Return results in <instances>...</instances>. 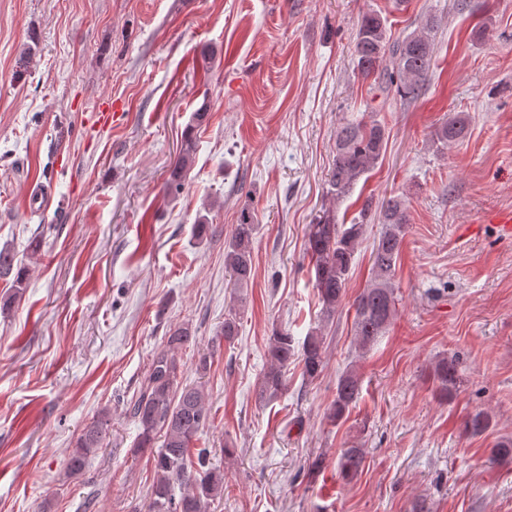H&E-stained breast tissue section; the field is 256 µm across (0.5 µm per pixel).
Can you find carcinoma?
I'll return each mask as SVG.
<instances>
[{"instance_id": "obj_1", "label": "carcinoma", "mask_w": 512, "mask_h": 512, "mask_svg": "<svg viewBox=\"0 0 512 512\" xmlns=\"http://www.w3.org/2000/svg\"><path fill=\"white\" fill-rule=\"evenodd\" d=\"M388 20L379 11L363 15L354 42V60L358 78L381 98L413 103L424 95L426 78L436 52L439 20L428 16L410 33L393 37ZM208 122V112L200 109L182 142L178 162L173 168L167 189L178 193L183 187L185 171L192 165L195 151L194 130ZM467 117L455 114L442 122L435 133L436 141L446 145L465 137ZM387 143L385 124L373 114L347 119L336 129V158L328 177V193L340 201L349 197L358 182L369 174L382 157ZM405 200L390 197L373 207L364 201L359 216L351 223H338L336 214L325 211L308 227L307 254L314 271V287L321 304V322L305 337L301 348L287 330L272 332L268 356L270 368L258 383V397L274 400L284 390V369L300 356L303 375L314 380L323 372L325 360L324 327L333 321L341 305L349 274L355 261L356 245L363 234L364 221L374 216L385 225L371 258L370 283L355 298L354 331L360 349L368 350L382 336L396 312L394 276L408 229ZM257 231L254 216L241 215L231 239L224 248V266L237 288L248 286L253 277V240ZM26 270L17 262L15 251L0 248V279L12 278V287H24ZM239 333L237 315L224 318L221 335L232 343ZM193 334L187 327L168 330L163 345L152 354L147 372L137 393L126 406V414L139 429L132 452H150L155 478L149 492L147 512H211L224 497V471L207 460V449L192 457V445L199 434L211 425V411L205 404L201 387L179 381L183 363L179 349L189 345ZM441 396L452 398L457 385L456 363L442 357L432 369ZM361 391L358 374L347 370L336 383V398L329 417L336 422L349 413ZM489 425L487 413L478 410L464 422L465 432L478 435ZM111 418L104 410L88 424L66 461V474L83 475L89 457L103 448L109 435ZM362 448H344L337 459V470L345 480L361 474L366 465Z\"/></svg>"}]
</instances>
